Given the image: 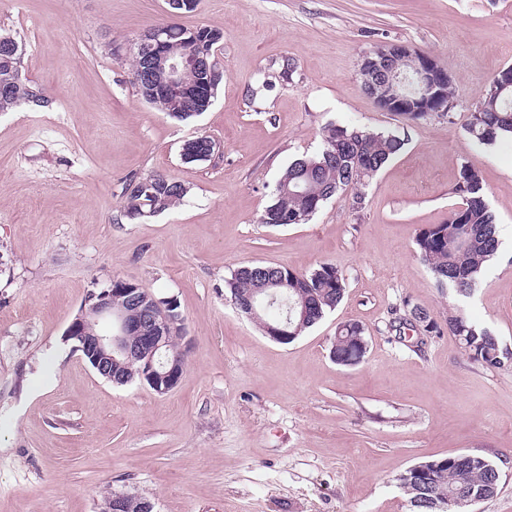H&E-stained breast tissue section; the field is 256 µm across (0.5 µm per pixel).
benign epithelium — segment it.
I'll list each match as a JSON object with an SVG mask.
<instances>
[{"mask_svg": "<svg viewBox=\"0 0 512 512\" xmlns=\"http://www.w3.org/2000/svg\"><path fill=\"white\" fill-rule=\"evenodd\" d=\"M166 26L154 25L143 30L133 43L137 57L138 91L149 103L155 101L185 102L198 94L207 98L214 94L223 70L212 54L202 48L174 49L164 40ZM407 64L398 68L397 60ZM200 75L196 92L185 84L189 70ZM362 88L382 78L389 89L390 105L400 110L420 111L428 101L441 94L448 81L446 72L434 59L406 45L394 48L378 46L367 53L360 65ZM121 293L132 309L113 304L112 285L93 290L85 298L95 310L97 319L109 323V328L91 334L84 313H79L66 329L72 351L85 359L105 380L121 385L135 378L148 385L156 394L164 395L179 383L185 369V359L169 358L170 340L183 338V319L172 311L169 298L144 294L139 288H124ZM124 357L130 376L120 380L112 375L115 355ZM114 512H154V503L138 497L131 501L122 494L111 503Z\"/></svg>", "mask_w": 512, "mask_h": 512, "instance_id": "7a95c632", "label": "benign epithelium"}]
</instances>
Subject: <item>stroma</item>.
Segmentation results:
<instances>
[{
    "mask_svg": "<svg viewBox=\"0 0 512 512\" xmlns=\"http://www.w3.org/2000/svg\"><path fill=\"white\" fill-rule=\"evenodd\" d=\"M222 32L224 71L207 112L171 119L138 94L130 48L168 21ZM24 46L22 76L47 106L0 112V512H102L105 493L155 512H410L398 477L480 453L497 494L471 512H512V370H487L445 333L416 349L389 329L404 298L438 322L460 314L512 348V144L466 131L478 97L512 66V0H0ZM404 44L449 75L454 105L417 122L361 88L363 56ZM404 138L356 203L328 200L304 224L260 221L283 170L328 124ZM215 140L187 164L182 143ZM480 170L499 254L470 296L438 287L419 229L461 205ZM161 174L183 202L127 219L126 178ZM336 265L341 303L289 344L235 308L243 266ZM176 298L186 367L156 394L99 376L65 339L87 293L113 278ZM363 327L354 366L334 362L340 327Z\"/></svg>",
    "mask_w": 512,
    "mask_h": 512,
    "instance_id": "1",
    "label": "stroma"
}]
</instances>
